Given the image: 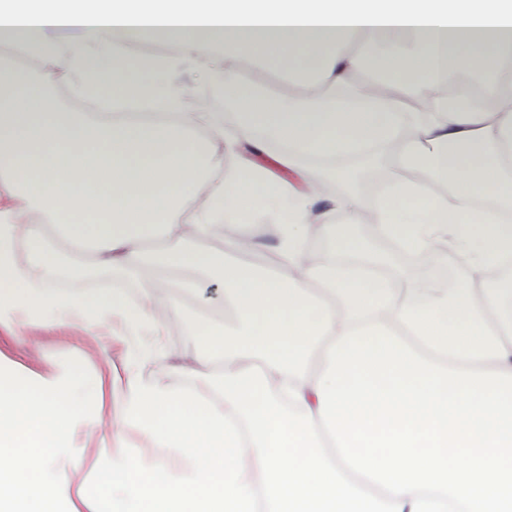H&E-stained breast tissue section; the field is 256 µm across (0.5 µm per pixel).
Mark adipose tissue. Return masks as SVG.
<instances>
[{
    "instance_id": "1",
    "label": "adipose tissue",
    "mask_w": 512,
    "mask_h": 512,
    "mask_svg": "<svg viewBox=\"0 0 512 512\" xmlns=\"http://www.w3.org/2000/svg\"><path fill=\"white\" fill-rule=\"evenodd\" d=\"M64 30L73 36L62 47ZM145 40L166 53L133 60ZM364 42L378 51L361 56ZM0 46L12 53L0 59V324L159 333L178 313L173 279L203 277L223 285L236 323L194 318L200 368L261 367L272 391L290 385L314 412L326 352L354 329L387 328L445 366L512 373V0H0ZM252 61L312 83L271 95L241 78ZM455 62L482 73L469 97L445 91ZM186 69L220 86L224 113L185 110ZM357 70L379 74L388 94L351 85ZM59 78L98 111H62L48 89ZM428 93L430 111L409 120L405 100ZM257 135L300 173L310 159L397 143L392 193L338 207L376 224L419 268L452 261L465 275L400 293L308 253L315 234L348 253L365 246L349 225L320 223L324 180L301 192L254 164L225 166L220 144ZM271 207L279 266L232 260ZM189 211L195 221L180 223ZM227 221L238 235L224 252L184 248ZM52 234L119 276H155L136 302L118 288L57 287L43 247ZM491 271L504 272L501 284L477 287ZM103 402L80 365L22 379L0 361V512H91L66 467Z\"/></svg>"
}]
</instances>
